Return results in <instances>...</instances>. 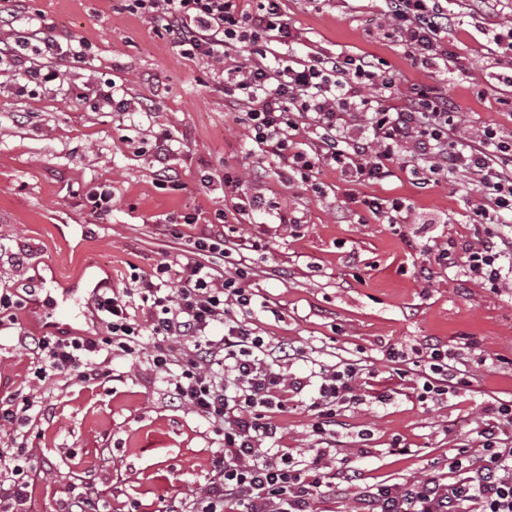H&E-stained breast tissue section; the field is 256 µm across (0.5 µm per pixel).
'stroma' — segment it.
Returning <instances> with one entry per match:
<instances>
[{
  "instance_id": "35a3bbf8",
  "label": "stroma",
  "mask_w": 512,
  "mask_h": 512,
  "mask_svg": "<svg viewBox=\"0 0 512 512\" xmlns=\"http://www.w3.org/2000/svg\"><path fill=\"white\" fill-rule=\"evenodd\" d=\"M383 8L382 0H282L297 57L373 55L400 93L416 84L440 88L467 130L490 124L512 135V61L490 53L500 24L512 21V0L482 16L468 0H453L454 57L429 70L389 36ZM23 14L61 44L90 46L83 62H59L61 85L49 93L19 94L0 72V252L29 255L21 268L0 259V292L33 295L35 307L21 314L27 332L96 333L84 314L87 289L129 286L132 274L162 262L177 286L187 254L168 223L187 213L210 217L225 175L260 171L266 199L299 223L277 224L269 210L242 219L227 237L229 258L215 261L217 274L248 267L249 287L268 306L254 317L261 334L299 349L285 374L307 375L316 360L360 370L364 402L340 411L341 456L328 464L334 471L349 461L358 478L317 501V512H361L372 486L441 478L449 449L476 452L489 406L512 402V289L479 287L459 266H434L431 281L418 280L422 258L410 247L470 234L476 193L461 175L420 184L399 167L386 180L359 184L324 167L313 187L283 185L277 159L250 139L241 110L227 106L217 66L182 57L164 30L124 11L122 0H25ZM108 79L116 99L151 104L150 115L96 105L95 88ZM165 132L176 140L175 189L160 185L142 149ZM104 185L112 211L100 218L88 195ZM369 196L405 200L407 219L383 222L362 205ZM52 301L68 318L43 320L40 310ZM428 338L461 352L468 381L437 405L419 402L413 390L415 350ZM390 346L408 353L405 377L384 356ZM483 353L492 361L479 363ZM111 368L92 384L72 376L38 382L16 330L0 329V400L33 403L18 437L42 471L33 512H55L68 485L83 480L104 490L115 512L135 502L140 512H164L170 497L208 486L222 433L170 403L144 359L116 356ZM386 390L383 405L376 396ZM309 404L305 391L276 415L280 447L297 455L313 445ZM396 440L406 454L393 452Z\"/></svg>"
}]
</instances>
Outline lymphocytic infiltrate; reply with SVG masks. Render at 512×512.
<instances>
[{
    "mask_svg": "<svg viewBox=\"0 0 512 512\" xmlns=\"http://www.w3.org/2000/svg\"><path fill=\"white\" fill-rule=\"evenodd\" d=\"M384 22L391 37L425 68L448 59V32L454 18L443 0H384ZM130 14L156 23L172 36L181 55L224 64L233 79L229 107L244 109L252 141L279 161L285 185L309 183L320 168H338L356 182L392 177L395 166L442 177L462 175L476 189L470 221L473 236L430 244L438 263L463 264L471 280L500 292L504 260L512 259V235L494 224L512 216V136L486 126L468 133L447 97L417 85L396 96L394 81L370 55L320 52L303 61L266 63L269 39H293L280 0H124ZM43 61L26 54L28 40L0 38V66L24 86L50 90L59 79L53 62L60 43L42 37ZM349 127V137L336 130ZM197 254L185 264L178 289L169 288L166 264L137 278L132 288H106L92 313L98 336H32L21 331L23 298L0 293V327L18 331V341L34 355L38 381L59 375L88 383L106 376L113 356H146L152 374L166 384L171 401L194 410L224 434L206 491L171 498L166 512H312L315 499L337 481H352L354 467L324 469L334 449L339 410L360 403L356 365L320 366L310 377L283 374L280 363L293 348L261 336L247 318L259 305L244 281L245 269L218 278L202 258L223 254L220 234L188 236ZM419 401L441 403L450 389L465 385L444 345L424 346ZM314 387L316 419L310 430L316 446L297 458L277 447L274 411L286 394ZM477 454L448 452L451 483L428 479L412 485H380L364 498L367 512H512V448L493 429L483 430ZM25 448H0V512H30V489L39 476Z\"/></svg>",
    "mask_w": 512,
    "mask_h": 512,
    "instance_id": "lymphocytic-infiltrate-1",
    "label": "lymphocytic infiltrate"
}]
</instances>
